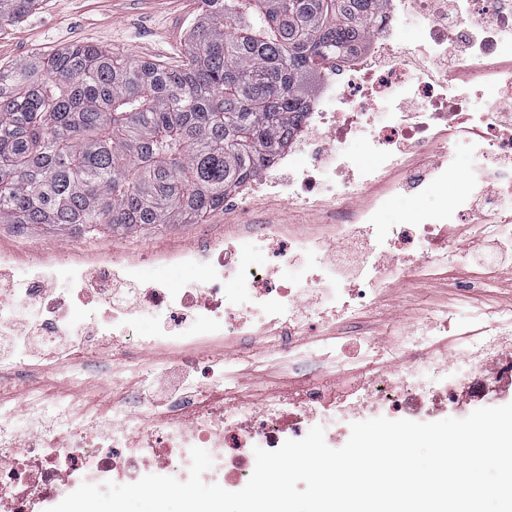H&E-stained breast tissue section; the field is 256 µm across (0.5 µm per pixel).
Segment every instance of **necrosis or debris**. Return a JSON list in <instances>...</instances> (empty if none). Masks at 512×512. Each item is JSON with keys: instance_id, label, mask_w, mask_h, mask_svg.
<instances>
[{"instance_id": "necrosis-or-debris-1", "label": "necrosis or debris", "mask_w": 512, "mask_h": 512, "mask_svg": "<svg viewBox=\"0 0 512 512\" xmlns=\"http://www.w3.org/2000/svg\"><path fill=\"white\" fill-rule=\"evenodd\" d=\"M410 13L425 20L415 52L402 29ZM460 51L484 62L475 75L490 113L472 111L470 87L453 84L451 71L439 68ZM372 108L384 110L386 122L365 135ZM303 129L288 158L299 177L275 189L288 205L323 220L270 224L263 236L270 263L318 257L303 287L278 283L247 261L250 226L238 231L235 246L213 241L145 256L115 250L47 261L48 279L95 285L111 308L104 320L39 284L20 293L0 282V334L23 309L42 315L37 331L0 346V512H42L85 482L149 474L186 480L194 447L211 455L209 477L237 485L253 473L252 448H279L311 423L330 427L340 417L353 423L382 414L411 420L459 392L477 398L512 385V306L485 317L453 353L439 347L450 314L434 306L389 325L383 338L357 337L352 357L335 336L306 341L329 317L355 322L395 283L429 278L451 261L477 263L476 287L498 282L504 259L512 258V214L499 212L495 189L512 188V0H388L369 44L326 66ZM461 140L493 163L481 181L453 156ZM401 141L436 152L437 161L413 170L396 148ZM327 169L343 172V180L323 186L318 176ZM451 178L460 187L440 208L381 223L395 197L429 193ZM350 199L357 207L336 209ZM459 222L491 251L476 259L468 244L449 245L444 231ZM159 264L195 268L203 277L177 288L144 287L147 269ZM143 310L156 326L148 361L123 337ZM65 335L69 343L55 345ZM256 335L263 342L257 352L246 346ZM173 354L181 370L171 368ZM272 364L286 371L285 382L245 383L244 374L262 376ZM94 371L113 374L112 391L88 403L78 390ZM161 380L173 385L162 410L151 399Z\"/></svg>"}]
</instances>
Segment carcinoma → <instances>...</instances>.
Instances as JSON below:
<instances>
[{"label": "carcinoma", "mask_w": 512, "mask_h": 512, "mask_svg": "<svg viewBox=\"0 0 512 512\" xmlns=\"http://www.w3.org/2000/svg\"><path fill=\"white\" fill-rule=\"evenodd\" d=\"M386 0H202L186 63L72 44L0 68V224H200L271 163ZM39 0H0V25Z\"/></svg>", "instance_id": "cac0c4a2"}]
</instances>
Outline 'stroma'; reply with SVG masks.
I'll return each instance as SVG.
<instances>
[{
	"label": "stroma",
	"instance_id": "1",
	"mask_svg": "<svg viewBox=\"0 0 512 512\" xmlns=\"http://www.w3.org/2000/svg\"><path fill=\"white\" fill-rule=\"evenodd\" d=\"M200 0H41L38 8L13 27L0 29V66L76 43L92 44L124 54L135 61L164 66L180 64L188 52L187 36L199 19ZM456 180L441 184L425 195H404L382 212L385 224L399 223L411 211H425L452 196ZM318 214L288 208L281 198L257 208H221L200 224H152L133 230L105 232L89 238L74 230H56L41 224H0V247L26 255L50 258L60 252L105 253L120 248L140 254L158 248H185L206 239L232 237L239 224H314ZM470 266H450L435 283L393 288L379 307L362 317L366 334L382 336L390 318H412L421 304L452 307L454 318L443 336L452 346L467 332L475 315L512 300V283L503 282L492 296L483 291L454 296V285L466 280Z\"/></svg>",
	"mask_w": 512,
	"mask_h": 512
}]
</instances>
